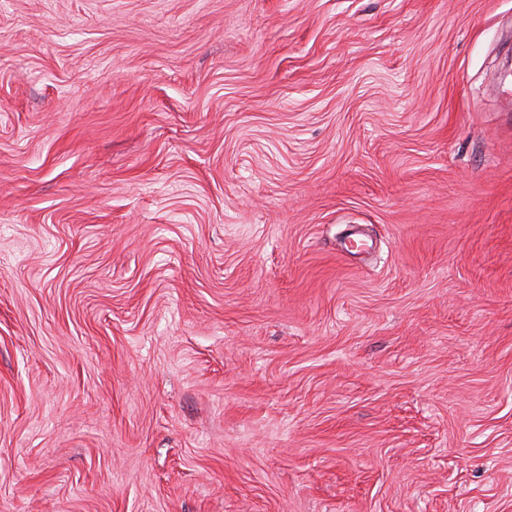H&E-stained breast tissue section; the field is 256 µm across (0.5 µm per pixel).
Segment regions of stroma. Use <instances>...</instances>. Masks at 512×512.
Here are the masks:
<instances>
[{
  "label": "stroma",
  "mask_w": 512,
  "mask_h": 512,
  "mask_svg": "<svg viewBox=\"0 0 512 512\" xmlns=\"http://www.w3.org/2000/svg\"><path fill=\"white\" fill-rule=\"evenodd\" d=\"M512 0H0V512H512Z\"/></svg>",
  "instance_id": "stroma-1"
}]
</instances>
